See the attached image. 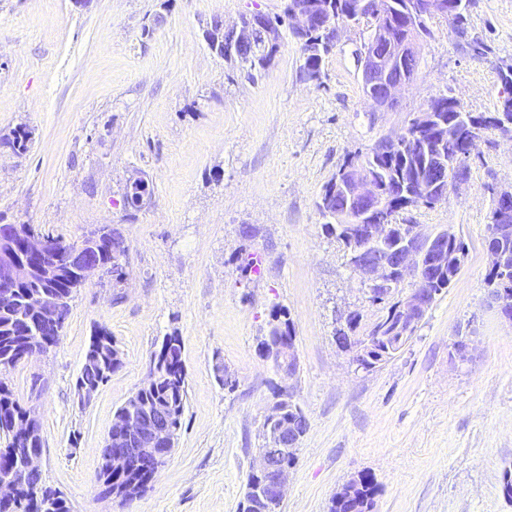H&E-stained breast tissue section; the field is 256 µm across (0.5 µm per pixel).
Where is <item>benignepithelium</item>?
Returning <instances> with one entry per match:
<instances>
[{
  "label": "benign epithelium",
  "instance_id": "1",
  "mask_svg": "<svg viewBox=\"0 0 512 512\" xmlns=\"http://www.w3.org/2000/svg\"><path fill=\"white\" fill-rule=\"evenodd\" d=\"M461 5V0H412V14L417 20L435 13L450 15ZM285 8L292 21L294 37L319 50L320 42L309 35L320 29L325 41L335 42L340 38L344 26L367 24L372 31L359 63L362 88L365 95L378 108H389L404 93L410 81L405 77L403 62L420 55L417 39L398 41L392 29L374 11V0H356L345 21L331 24L325 16V5L313 7L304 0H287ZM230 32L240 44H254L262 37L260 52L264 66H270L280 48V30L267 22L264 15L243 14L238 22L230 26ZM455 172V164L438 162L435 181L429 184L431 195L436 199L445 197ZM336 193L360 203L363 211L352 216L353 223L346 225V240L350 248L353 268L368 290L369 299L379 303L393 295L394 285L401 283L407 291L401 294L397 304L402 333L416 331L429 310L432 300L428 298L425 285L431 281L430 273H440L448 268V243L457 239L452 226L448 225L424 232L415 224L410 230L400 229L396 224L379 222L374 218L381 211L386 195L384 187L368 173L354 167L345 169ZM21 248L0 237V284L7 285L14 279H23L33 271L34 262L44 263L55 255L64 256L48 270L60 278L69 275L68 260L76 253L80 244L43 234L25 225L21 234ZM109 269L102 260H92L80 265L76 283L84 285L96 273ZM492 297L501 315L512 321V287L501 283L492 289ZM371 347V339L364 335L349 336L344 351L351 355L356 368H364L365 352ZM289 392L283 390L265 418L275 422L277 430L273 440L264 442L259 448L258 462L253 468L256 480L249 485L244 495L241 512H269L277 502L284 500L290 470L294 467L296 451L302 439L298 425L279 415V403L288 399ZM39 423L35 407L25 408L22 422L17 427L20 439H30ZM176 438V427L168 411H158L145 423L134 416L119 412L112 422L100 458L106 470L123 473L137 469L142 462L149 461L154 468L166 463ZM24 480L21 472H0V504L11 503Z\"/></svg>",
  "mask_w": 512,
  "mask_h": 512
}]
</instances>
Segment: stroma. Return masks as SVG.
Wrapping results in <instances>:
<instances>
[{
	"label": "stroma",
	"mask_w": 512,
	"mask_h": 512,
	"mask_svg": "<svg viewBox=\"0 0 512 512\" xmlns=\"http://www.w3.org/2000/svg\"><path fill=\"white\" fill-rule=\"evenodd\" d=\"M281 15L282 0H0V219L73 241L101 224L124 236L121 284L78 290L56 347L7 377L40 415L42 481L71 512H240L275 393L289 384L309 429L281 512H330L352 476L378 485L373 512H512V323L489 297L493 193L512 186V137L480 140L467 182L402 224L453 226L460 273L401 353L356 370L335 341L351 313L383 314L329 235L316 202L344 157L401 132L445 93L465 110L497 101L512 65V0H470L463 25L428 17L417 76L397 105L364 95L345 28L304 80L289 25L254 74L213 54V18ZM26 128L29 150L11 133ZM151 198L128 211L135 178ZM296 329L297 371L282 381L260 352L273 307ZM122 366L79 405L76 380L97 328ZM182 340L187 405L175 448L140 498L96 480L114 413L145 382L166 337ZM465 342L469 358H454Z\"/></svg>",
	"instance_id": "stroma-1"
}]
</instances>
